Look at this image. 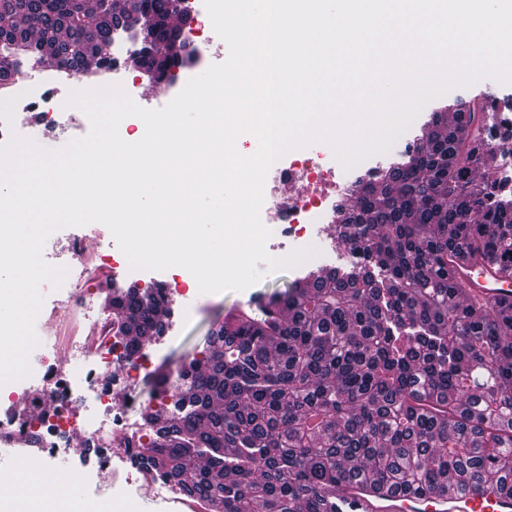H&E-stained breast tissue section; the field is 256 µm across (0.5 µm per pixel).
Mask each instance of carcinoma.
<instances>
[{
    "mask_svg": "<svg viewBox=\"0 0 512 512\" xmlns=\"http://www.w3.org/2000/svg\"><path fill=\"white\" fill-rule=\"evenodd\" d=\"M0 0V89L20 50L50 54L77 75L145 14L154 41L184 45L169 25L177 0ZM431 116L414 149L352 189L336 243L350 270L308 273L234 310L208 353L181 368L175 412L147 404L148 441L136 457L224 512H336L332 490L376 500L434 496L448 480L512 495V304L470 305L450 263L512 267V186L483 170L496 116L487 97ZM484 136L469 124L480 115ZM169 301L157 288L112 297L113 336L125 349L159 337Z\"/></svg>",
    "mask_w": 512,
    "mask_h": 512,
    "instance_id": "obj_1",
    "label": "carcinoma"
}]
</instances>
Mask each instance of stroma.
Here are the masks:
<instances>
[{"mask_svg":"<svg viewBox=\"0 0 512 512\" xmlns=\"http://www.w3.org/2000/svg\"><path fill=\"white\" fill-rule=\"evenodd\" d=\"M430 113V108H423L410 129L396 141L389 153L370 157L351 170L339 171L338 182L349 186L369 168H388L405 151L407 145L413 142L417 130L428 120ZM16 126L19 136L32 140L41 138L59 148L73 139L85 136L90 130L89 121L80 114L72 120L64 121L61 127L51 129L46 127L41 114L22 112L17 117ZM304 242L315 245L319 250L318 256L291 270L264 271L262 279L246 289L222 293H200L198 288L189 285V273L184 268L174 267L163 272L133 269L125 256H117V287L101 284L96 288V308L101 317H111V298L118 288L125 290L134 286L144 289L152 286L153 282L160 281L179 286L180 292L175 295L171 313L164 320L163 335L144 346L147 361L140 374L136 378H128L123 365L113 364L110 377L115 383V401L131 400L139 408L148 404L161 377L176 380L177 371L182 364L192 358L202 357L208 349L212 332L222 326L229 312L247 307L253 299L285 290L291 281L309 271L349 266L347 250L327 235L324 225H309ZM62 455L73 472L82 477L80 494L86 501L110 503L112 512H139L142 508L145 496L135 480L127 479L125 465L121 460L113 462L117 475L115 483L104 482L96 475L92 465L98 451L88 447L82 433L74 432L66 437Z\"/></svg>","mask_w":512,"mask_h":512,"instance_id":"stroma-1","label":"stroma"}]
</instances>
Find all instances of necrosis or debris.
I'll list each match as a JSON object with an SVG mask.
<instances>
[{"label": "necrosis or debris", "instance_id": "4bbe7bcc", "mask_svg": "<svg viewBox=\"0 0 512 512\" xmlns=\"http://www.w3.org/2000/svg\"><path fill=\"white\" fill-rule=\"evenodd\" d=\"M70 83L69 76L57 74L41 77L17 108L35 112L52 105L64 113L67 97L62 87ZM290 180L302 187V194L289 206L271 208L265 221L286 225L289 235L303 236L307 225L317 223L330 208V199L340 187L333 169L304 159L288 167ZM91 288L76 293L74 305L82 325H56V357L42 358L31 377V385L17 394V407L0 412V444L10 441L37 439L39 455L15 458L8 476L9 492L17 497L30 493L26 472L41 468L45 460L55 457L61 448L63 434L80 430L86 438L101 448L98 473L111 474L113 459H123L143 487H151L153 479L141 468L129 440L142 436L145 428L135 420L134 404L112 402L103 387L113 363H123L128 373L143 367L141 351L122 352L114 349L113 338L106 320L95 312Z\"/></svg>", "mask_w": 512, "mask_h": 512}]
</instances>
